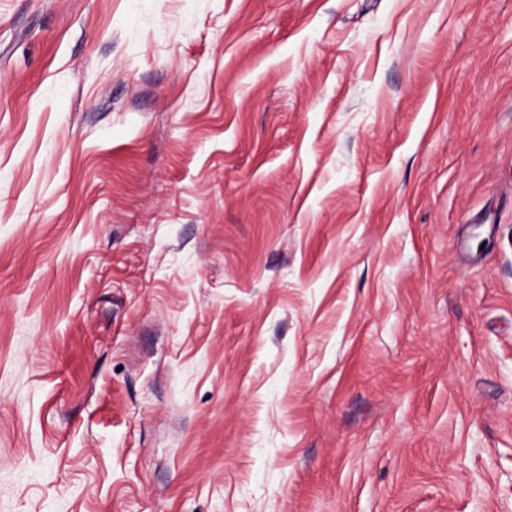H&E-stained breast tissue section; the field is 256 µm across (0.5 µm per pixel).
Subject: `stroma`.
<instances>
[{
	"instance_id": "35a3bbf8",
	"label": "stroma",
	"mask_w": 512,
	"mask_h": 512,
	"mask_svg": "<svg viewBox=\"0 0 512 512\" xmlns=\"http://www.w3.org/2000/svg\"><path fill=\"white\" fill-rule=\"evenodd\" d=\"M0 512H512V0H0Z\"/></svg>"
}]
</instances>
